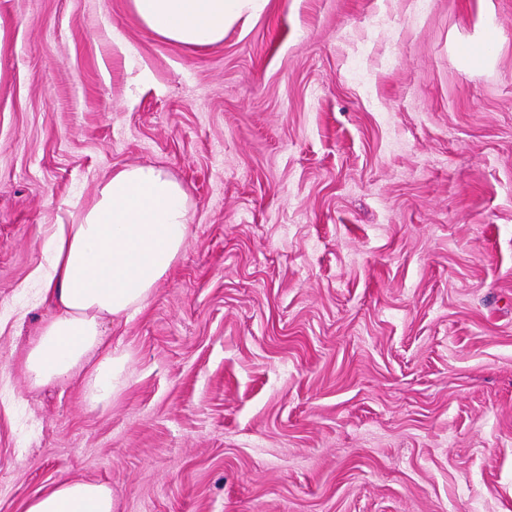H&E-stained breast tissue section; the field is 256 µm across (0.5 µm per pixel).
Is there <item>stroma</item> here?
<instances>
[{"label":"stroma","instance_id":"obj_1","mask_svg":"<svg viewBox=\"0 0 512 512\" xmlns=\"http://www.w3.org/2000/svg\"><path fill=\"white\" fill-rule=\"evenodd\" d=\"M134 164L190 229L112 326L125 385L28 388L52 227ZM61 477L113 512H512V0H269L201 50L131 0H0V512Z\"/></svg>","mask_w":512,"mask_h":512}]
</instances>
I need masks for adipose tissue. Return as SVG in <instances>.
Instances as JSON below:
<instances>
[{"label": "adipose tissue", "instance_id": "adipose-tissue-1", "mask_svg": "<svg viewBox=\"0 0 512 512\" xmlns=\"http://www.w3.org/2000/svg\"><path fill=\"white\" fill-rule=\"evenodd\" d=\"M268 0H132L139 20L179 45L207 47ZM183 185L153 165L112 169L75 223L49 236L43 299L54 310L21 360L30 386L74 382L91 405H109L123 384L124 356L107 327L141 312L171 270L189 233ZM25 512H112V489L61 479L31 498Z\"/></svg>", "mask_w": 512, "mask_h": 512}]
</instances>
